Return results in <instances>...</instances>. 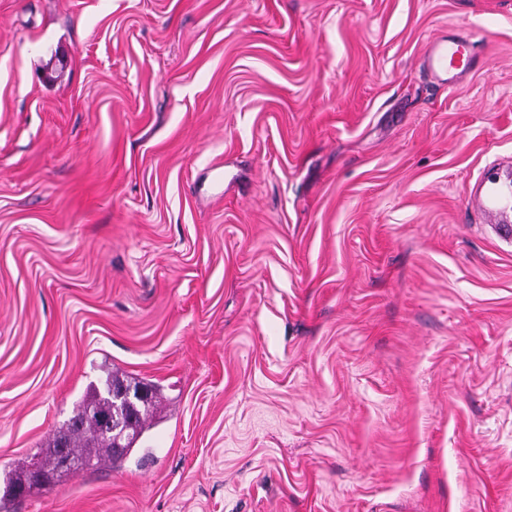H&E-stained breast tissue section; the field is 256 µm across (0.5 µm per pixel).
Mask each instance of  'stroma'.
Wrapping results in <instances>:
<instances>
[{"label": "stroma", "mask_w": 512, "mask_h": 512, "mask_svg": "<svg viewBox=\"0 0 512 512\" xmlns=\"http://www.w3.org/2000/svg\"><path fill=\"white\" fill-rule=\"evenodd\" d=\"M503 162L512 0H0V476L161 388L0 512H512ZM467 47L466 38L448 39L442 35L428 43L423 54V62L438 82L448 83L449 86L469 64ZM484 187V196L482 200V207L488 214L497 213V208L504 198L506 192L509 193L508 188L499 180L495 179L493 174L486 175L482 181ZM124 379L118 374L107 371L106 378L101 387L90 385L82 403L75 410L73 416L62 426L55 434L49 436L45 448L44 459L40 455L34 456L26 465L17 468L12 476L6 477V492L14 497L22 495L28 488L33 486H42L35 479V470L54 476V472L62 469L59 457V448L62 446L69 448V452L79 461L90 465L96 460V463L105 455L112 462L113 459H119L132 450L139 438L143 435L149 417L150 407L153 406L152 400L147 404H127L123 400L115 401L112 399V391L117 394L123 387L131 384H125ZM121 408V419L113 425L112 429L118 428L112 435H105L100 427V421L96 416L91 415V411L97 413L112 415L113 411ZM120 447H116V442ZM76 448H81L80 450ZM115 448H122L116 451ZM68 455L65 459V467L71 469L74 474L78 473V465L72 461V456ZM15 476V478H14ZM19 490L20 493H16Z\"/></svg>", "instance_id": "stroma-1"}]
</instances>
